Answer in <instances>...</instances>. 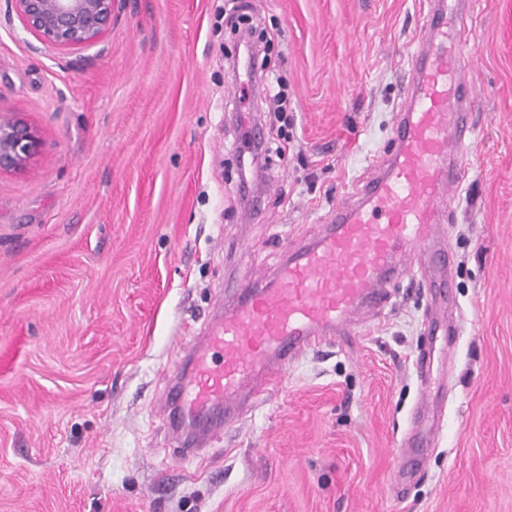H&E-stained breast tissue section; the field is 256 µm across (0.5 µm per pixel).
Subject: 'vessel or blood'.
<instances>
[{
    "label": "vessel or blood",
    "mask_w": 512,
    "mask_h": 512,
    "mask_svg": "<svg viewBox=\"0 0 512 512\" xmlns=\"http://www.w3.org/2000/svg\"><path fill=\"white\" fill-rule=\"evenodd\" d=\"M420 42L392 157L357 189L355 203L337 204L338 219L321 237L289 250L272 279L225 287L223 317L188 348V366L168 396L178 425L236 419L302 354L348 331L359 310L382 309L395 282L418 276L431 305L447 302L453 258L438 242L475 92L459 76L462 36L450 33L444 13L427 14ZM425 332L448 347L455 329L430 314Z\"/></svg>",
    "instance_id": "vessel-or-blood-1"
}]
</instances>
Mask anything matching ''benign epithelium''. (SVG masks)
Segmentation results:
<instances>
[{
    "label": "benign epithelium",
    "mask_w": 512,
    "mask_h": 512,
    "mask_svg": "<svg viewBox=\"0 0 512 512\" xmlns=\"http://www.w3.org/2000/svg\"><path fill=\"white\" fill-rule=\"evenodd\" d=\"M28 28L49 44H93L112 19L113 0H9ZM42 140L21 119L0 118V171L22 170L39 154Z\"/></svg>",
    "instance_id": "1"
}]
</instances>
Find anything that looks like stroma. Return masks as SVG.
<instances>
[{
  "label": "stroma",
  "instance_id": "1",
  "mask_svg": "<svg viewBox=\"0 0 512 512\" xmlns=\"http://www.w3.org/2000/svg\"><path fill=\"white\" fill-rule=\"evenodd\" d=\"M225 0H115L95 44L43 42L0 0V115L44 146L0 172V512H512V0L460 21L474 132L447 226L458 332L435 356L440 431L397 449L422 396L425 292L398 283L183 460L163 414L225 280L271 274L392 148L434 0H249L273 33L290 139L238 194Z\"/></svg>",
  "mask_w": 512,
  "mask_h": 512
}]
</instances>
